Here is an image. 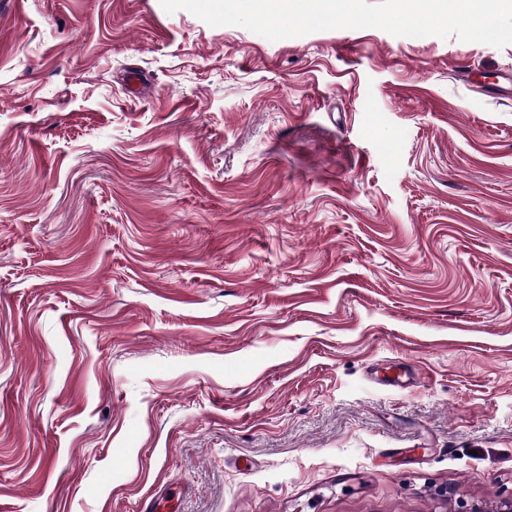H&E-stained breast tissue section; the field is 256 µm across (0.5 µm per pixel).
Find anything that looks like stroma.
<instances>
[{"instance_id": "35a3bbf8", "label": "stroma", "mask_w": 512, "mask_h": 512, "mask_svg": "<svg viewBox=\"0 0 512 512\" xmlns=\"http://www.w3.org/2000/svg\"><path fill=\"white\" fill-rule=\"evenodd\" d=\"M508 74L512 44L0 0V512L512 498Z\"/></svg>"}]
</instances>
